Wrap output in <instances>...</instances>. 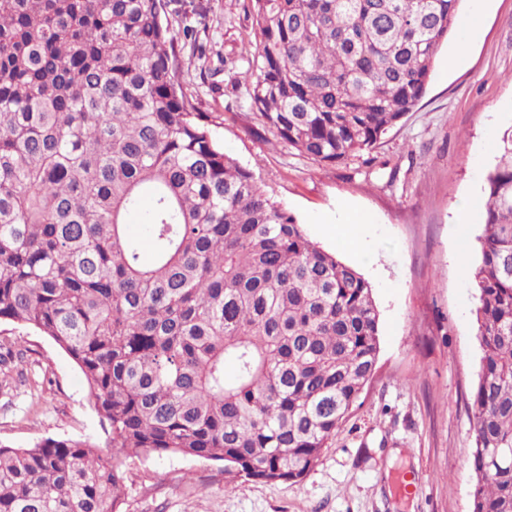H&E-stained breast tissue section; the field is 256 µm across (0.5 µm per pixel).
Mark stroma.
<instances>
[{"label":"stroma","mask_w":512,"mask_h":512,"mask_svg":"<svg viewBox=\"0 0 512 512\" xmlns=\"http://www.w3.org/2000/svg\"><path fill=\"white\" fill-rule=\"evenodd\" d=\"M174 32L189 26L209 53L185 76L195 108L218 119L225 153L271 185L325 250L371 284L380 353L371 383L317 465L299 482L229 479L222 464L182 455L130 457L123 512H470L471 390L481 351L470 270L482 217L461 224L512 125V0H484L481 32L452 36L413 112L367 158L320 164L257 129L240 84L254 54L247 0H165ZM357 212L358 246L343 219ZM24 346L0 379V444L45 437L105 445L75 362L36 331L0 323V354Z\"/></svg>","instance_id":"obj_1"}]
</instances>
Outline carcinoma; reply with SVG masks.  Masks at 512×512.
I'll return each instance as SVG.
<instances>
[{
    "label": "carcinoma",
    "instance_id": "carcinoma-1",
    "mask_svg": "<svg viewBox=\"0 0 512 512\" xmlns=\"http://www.w3.org/2000/svg\"><path fill=\"white\" fill-rule=\"evenodd\" d=\"M250 4V109L300 155L336 164L413 111L462 0ZM163 10L0 0V321L77 364L119 451L0 445V512H122L121 454L296 483L376 372L370 283L224 153L183 89ZM496 151L471 270V512H512V126Z\"/></svg>",
    "mask_w": 512,
    "mask_h": 512
}]
</instances>
